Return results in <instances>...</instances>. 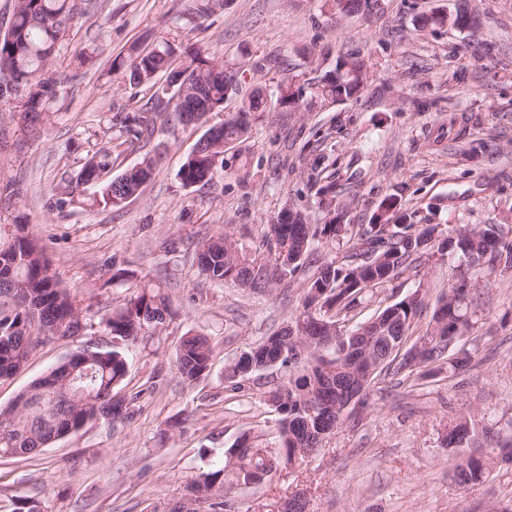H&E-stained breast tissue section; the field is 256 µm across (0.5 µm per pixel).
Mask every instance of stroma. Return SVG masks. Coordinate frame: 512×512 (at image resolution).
Returning <instances> with one entry per match:
<instances>
[{
  "label": "stroma",
  "mask_w": 512,
  "mask_h": 512,
  "mask_svg": "<svg viewBox=\"0 0 512 512\" xmlns=\"http://www.w3.org/2000/svg\"><path fill=\"white\" fill-rule=\"evenodd\" d=\"M80 10L51 69L62 81L43 124L30 127L0 100V238L18 225L37 236L63 285L76 295L92 328L81 341L54 339L24 370L0 380V406L85 343L111 348L99 319L130 287L169 295L172 315L144 329L123 353L121 396L136 397L131 420L87 424L33 459L0 458V512L25 497L42 512H150L180 499L200 470L219 467L243 433L275 445L276 416L267 399L286 371L252 374L240 389L224 381L228 359L285 328L303 310L307 283L323 262L342 261L344 240L318 246L295 277L252 288L198 275L200 242L229 234L260 257L268 226L284 209L320 224L316 191L336 185L349 224L369 223L383 198L397 196L414 224H502L512 220V0H470L476 29L419 28L422 14L454 0H368L339 13L333 0H225L201 24L183 16L186 0H77ZM191 46L237 74L238 90L205 123L182 126L157 116L144 150L114 149L120 173L143 154L158 164L142 192L117 206L97 204L99 188L79 187L56 207V188L75 178L106 141L117 140L115 113H138L166 84L130 87L113 73L136 47ZM87 51L92 62L75 58ZM364 64L355 97L333 102L320 92L340 60ZM299 101L281 107L283 79ZM262 90L250 130L229 144L206 186H184L179 171L207 131ZM465 286L470 325L458 345L475 353L466 372L431 380L378 377L363 407L347 411L321 450L259 485L231 489L224 512H278L294 494L307 512H485L512 503V462L494 460L483 482L454 474L444 443L464 417L512 440V269L485 277L454 256L431 255L418 270L377 288L349 317L362 322L414 291L424 296L413 334H425L438 300ZM207 336L211 369L194 384L177 372L183 337Z\"/></svg>",
  "instance_id": "1"
}]
</instances>
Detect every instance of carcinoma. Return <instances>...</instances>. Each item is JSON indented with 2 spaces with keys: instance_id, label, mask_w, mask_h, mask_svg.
Returning a JSON list of instances; mask_svg holds the SVG:
<instances>
[{
  "instance_id": "1",
  "label": "carcinoma",
  "mask_w": 512,
  "mask_h": 512,
  "mask_svg": "<svg viewBox=\"0 0 512 512\" xmlns=\"http://www.w3.org/2000/svg\"><path fill=\"white\" fill-rule=\"evenodd\" d=\"M75 10V0H15L9 19L10 29L0 35V82L17 73L26 78L24 92L13 95L15 111L28 125L39 124L47 111V103L56 97L58 80L49 73V63L55 46L66 31ZM461 21L460 9L432 13L421 18L427 25L456 26ZM175 50L167 43L151 50L133 49L129 60L116 64L115 70L140 86L151 82L161 73H172ZM185 71L191 82L200 85V96L178 99L172 111L179 117L193 112L198 122L205 121L207 111L224 106V66L208 62L196 50L189 55ZM363 80V63L344 60L336 71L326 75L321 93L333 101L354 95ZM261 92H256L249 105L220 127L228 141L243 138L248 132V114L258 108ZM166 111L155 104L139 115L118 119L120 133L129 143L146 139L155 131L148 113ZM112 163V147L99 148L84 164L78 176L91 177L97 169ZM144 168L125 169L117 179L120 189L112 191V182L102 184L99 202L119 206L123 197L136 195L151 179L156 162L142 157ZM216 166L215 154L205 150L187 157L180 169L186 186H205L212 181ZM397 197L383 199L368 224H309L303 215L293 221L270 225L275 249L262 259L252 258L236 247L225 246V236L203 241L195 252L198 274L214 282L235 281L252 286L274 281L276 273L295 276L309 258L315 245L322 240L346 238L352 242V253L341 263L321 264L308 285L321 290V298L305 296L303 313L292 327L300 333L301 323L310 318L326 321L341 331L339 342L330 347L316 346L303 357L281 356L289 348V336L283 332L267 337L243 351L224 366L225 379L238 389L236 379L261 370L273 361L288 370V379L269 394L268 402L277 415L279 443L270 448L258 438L243 434L247 446L236 445L224 453V461L216 469L200 472L187 486V493L163 512H224L226 494L231 484L246 485L261 475L292 468L315 454L322 441L336 429V402L346 392L368 388L381 374L389 371L398 375L407 372L419 379L435 377L443 367L467 370L473 353L456 348L457 339L464 335L468 320L462 303L465 289L451 288L435 307L426 333L417 338L422 346L432 345L430 354L411 365L399 358L397 340L408 336L414 318L420 313L423 298L405 297L388 305L377 316L356 324L346 325L348 313L362 303L366 294L389 283L412 266L421 263L432 251L442 255L455 254L466 269H486L492 276L497 267L512 268V239L502 224H454L440 228L437 224L416 226L405 223ZM12 269L11 276H0V378L13 377L28 363L31 355L51 335L42 328L54 325L63 335L77 337L88 330V323L75 305L70 290L62 287L53 271L43 245L35 236L18 230L8 243L0 242V269ZM363 286L357 287V280ZM171 315L167 295L141 288L125 298L124 304L102 316L99 328L112 336V349H92L94 356L78 373L77 386L84 388L100 405L86 403L79 408L64 396L69 369L81 366L78 359L60 363L50 374L55 386L41 390L31 384L32 394L23 411L0 406V458L36 457L54 435L71 428L81 429L93 421L96 411L112 414L115 424L129 417L128 407L112 395L114 387L126 377L127 361L122 343L134 340L149 321L162 324ZM214 349L207 337L196 334L182 339L177 351V370L183 381L193 383L209 372ZM475 427L461 422L446 435L448 446L468 448L477 443ZM493 457L459 453L453 460L456 475L463 484L483 481L490 471Z\"/></svg>"
}]
</instances>
